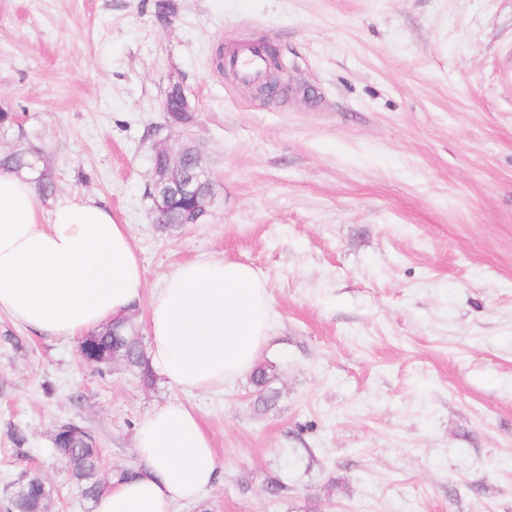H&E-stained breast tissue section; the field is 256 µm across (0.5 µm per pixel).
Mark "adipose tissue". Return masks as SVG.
Here are the masks:
<instances>
[{"label": "adipose tissue", "instance_id": "obj_1", "mask_svg": "<svg viewBox=\"0 0 512 512\" xmlns=\"http://www.w3.org/2000/svg\"><path fill=\"white\" fill-rule=\"evenodd\" d=\"M145 270L129 225L94 200L45 209L30 178L0 171V313L48 338L79 339L124 318L140 302ZM265 280L249 265L186 262L151 299L152 369L170 389L209 393L251 372L272 333ZM137 474L113 479L95 512H171L220 477L198 414L173 399L137 430Z\"/></svg>", "mask_w": 512, "mask_h": 512}]
</instances>
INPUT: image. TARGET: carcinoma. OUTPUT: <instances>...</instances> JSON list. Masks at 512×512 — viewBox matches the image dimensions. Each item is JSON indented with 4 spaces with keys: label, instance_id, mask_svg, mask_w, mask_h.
<instances>
[{
    "label": "carcinoma",
    "instance_id": "carcinoma-1",
    "mask_svg": "<svg viewBox=\"0 0 512 512\" xmlns=\"http://www.w3.org/2000/svg\"><path fill=\"white\" fill-rule=\"evenodd\" d=\"M13 136L14 141L24 145L22 150H9L0 154V169L7 171H25L32 176L37 188L46 193L52 189L49 170L45 168L40 148L28 142L22 124L15 113L0 109V137ZM179 184L187 186V190L174 191L170 205L158 218L167 226H173L182 219V215L194 209L195 197H205L209 204L212 197L208 196L211 183L204 175H196L192 159H187L182 170L177 173ZM98 348L113 352L112 361L123 362L138 370L143 382L153 383L154 374L146 356L144 346L132 319L108 323L89 335ZM53 452L66 464L70 478L86 500L94 501L104 487L98 478L99 449L80 441L60 442L53 444ZM50 490L47 485L35 481L28 473L20 474L10 483V493L6 498V512H48Z\"/></svg>",
    "mask_w": 512,
    "mask_h": 512
}]
</instances>
